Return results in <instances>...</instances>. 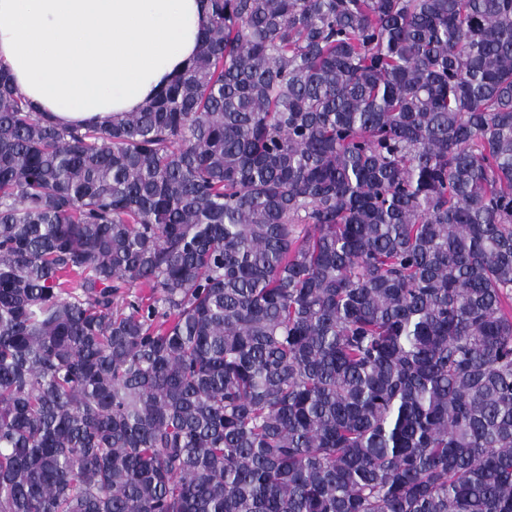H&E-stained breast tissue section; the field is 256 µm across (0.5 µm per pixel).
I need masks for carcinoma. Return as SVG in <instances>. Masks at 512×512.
Segmentation results:
<instances>
[{
    "label": "carcinoma",
    "instance_id": "cac0c4a2",
    "mask_svg": "<svg viewBox=\"0 0 512 512\" xmlns=\"http://www.w3.org/2000/svg\"><path fill=\"white\" fill-rule=\"evenodd\" d=\"M0 512H512V0H207L106 125L1 68Z\"/></svg>",
    "mask_w": 512,
    "mask_h": 512
}]
</instances>
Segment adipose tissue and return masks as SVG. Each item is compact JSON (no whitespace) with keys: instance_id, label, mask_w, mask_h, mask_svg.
I'll return each mask as SVG.
<instances>
[{"instance_id":"obj_1","label":"adipose tissue","mask_w":512,"mask_h":512,"mask_svg":"<svg viewBox=\"0 0 512 512\" xmlns=\"http://www.w3.org/2000/svg\"><path fill=\"white\" fill-rule=\"evenodd\" d=\"M203 0H0V67L65 126L139 111L199 50Z\"/></svg>"}]
</instances>
